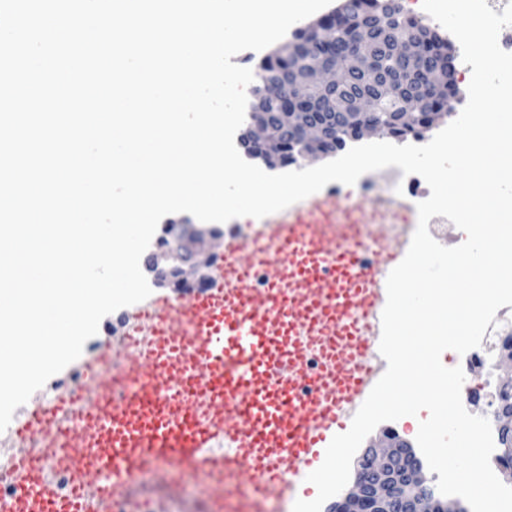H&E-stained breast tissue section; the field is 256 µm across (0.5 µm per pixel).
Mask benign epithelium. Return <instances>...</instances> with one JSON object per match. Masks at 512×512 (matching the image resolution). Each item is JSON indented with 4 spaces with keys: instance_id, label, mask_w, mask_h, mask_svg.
Instances as JSON below:
<instances>
[{
    "instance_id": "1",
    "label": "benign epithelium",
    "mask_w": 512,
    "mask_h": 512,
    "mask_svg": "<svg viewBox=\"0 0 512 512\" xmlns=\"http://www.w3.org/2000/svg\"><path fill=\"white\" fill-rule=\"evenodd\" d=\"M394 15L382 13L373 23L355 30L354 44L343 51L323 48L321 23L305 27L306 37L282 49L288 57V73L264 78L261 91L250 103L247 122L238 136L244 154L267 167L298 165L302 161L341 150L348 141L373 135L386 136L393 129L414 133L428 129L449 116L429 111L427 89L452 85L449 71L426 65L427 48L419 39L398 38L385 49L370 36L374 27L387 29ZM399 58L423 71V84L409 92L396 89L397 79L379 66L384 54ZM398 105L376 119L386 95ZM197 232L187 224L168 226L165 252L173 263L159 266L150 255L146 269L162 282L174 286L189 278L204 277L210 260L201 261L194 248ZM505 387L512 386V347L504 349L497 362ZM494 422L512 449V407L502 406ZM330 512H465L456 502L435 496L424 463L413 446L390 430L361 454L353 487L337 496Z\"/></svg>"
}]
</instances>
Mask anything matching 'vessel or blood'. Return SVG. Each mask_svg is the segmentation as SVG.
<instances>
[{
	"instance_id": "1",
	"label": "vessel or blood",
	"mask_w": 512,
	"mask_h": 512,
	"mask_svg": "<svg viewBox=\"0 0 512 512\" xmlns=\"http://www.w3.org/2000/svg\"><path fill=\"white\" fill-rule=\"evenodd\" d=\"M412 215L405 199L321 192L229 233L202 287L135 305L122 336L0 442L18 484L0 512H98L141 476L167 486L183 469L210 501L244 490L259 512H292L382 375L386 280L403 247L381 228ZM36 434L57 449L67 492L32 455Z\"/></svg>"
}]
</instances>
